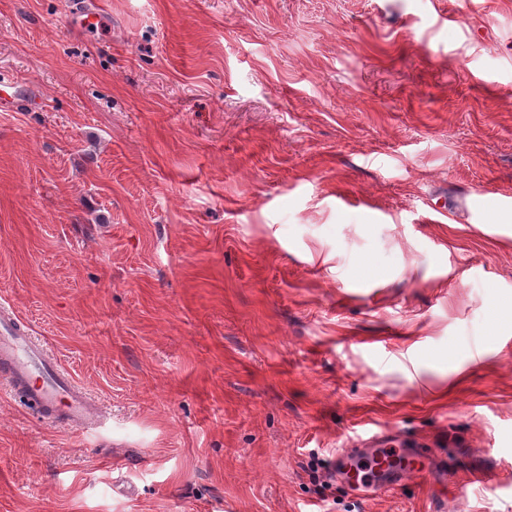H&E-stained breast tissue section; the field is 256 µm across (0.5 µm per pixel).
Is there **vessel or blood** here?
Returning a JSON list of instances; mask_svg holds the SVG:
<instances>
[{
    "label": "vessel or blood",
    "mask_w": 512,
    "mask_h": 512,
    "mask_svg": "<svg viewBox=\"0 0 512 512\" xmlns=\"http://www.w3.org/2000/svg\"><path fill=\"white\" fill-rule=\"evenodd\" d=\"M0 371L8 375L14 390L46 419L64 417L79 430L97 426L102 417L99 406L70 376L61 371L48 353L16 320L8 303H0ZM371 451L363 464H356L348 451L336 456V470L350 485L377 493L392 490L397 480L417 477L428 460L410 447H390L384 429L365 431Z\"/></svg>",
    "instance_id": "1"
}]
</instances>
